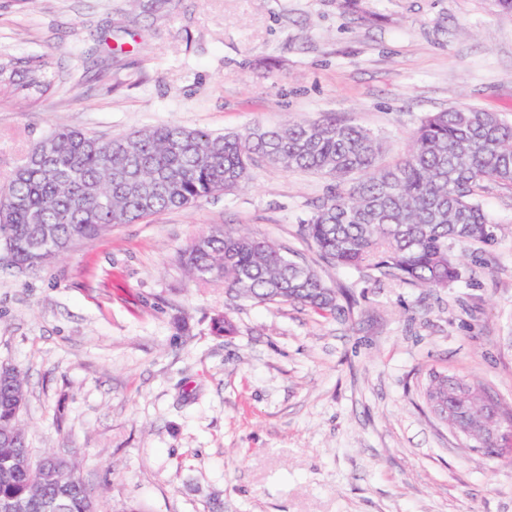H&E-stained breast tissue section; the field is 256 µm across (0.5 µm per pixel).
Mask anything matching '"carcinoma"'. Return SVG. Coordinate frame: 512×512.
Segmentation results:
<instances>
[{"label":"carcinoma","instance_id":"cac0c4a2","mask_svg":"<svg viewBox=\"0 0 512 512\" xmlns=\"http://www.w3.org/2000/svg\"><path fill=\"white\" fill-rule=\"evenodd\" d=\"M54 90L45 71L30 68L20 76L14 62H0V94ZM383 149L369 130L331 118L257 124L224 135L163 125L109 139L62 127L33 144L0 188V243L16 267L36 269L41 252L59 256L115 224L241 187L252 167L264 163L336 180L302 225L323 260L446 288L462 276L453 247L493 239L479 196L488 183L512 187V123L473 106L433 112L421 119L400 161L383 164ZM178 259L198 280H224L234 299L336 314V294L316 271L264 238L214 227ZM25 401V380L14 367L0 383V502L51 512L48 505L61 499L64 512H95L92 490L68 459L52 456V481L42 479L36 463L19 468L20 459L33 458L18 421ZM484 417L493 419V410L469 401L447 423L461 431ZM474 447L512 463L504 428H486Z\"/></svg>","mask_w":512,"mask_h":512}]
</instances>
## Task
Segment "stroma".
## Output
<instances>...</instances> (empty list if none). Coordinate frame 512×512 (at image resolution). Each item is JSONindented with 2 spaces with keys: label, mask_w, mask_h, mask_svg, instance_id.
<instances>
[{
  "label": "stroma",
  "mask_w": 512,
  "mask_h": 512,
  "mask_svg": "<svg viewBox=\"0 0 512 512\" xmlns=\"http://www.w3.org/2000/svg\"><path fill=\"white\" fill-rule=\"evenodd\" d=\"M0 57L56 81L0 95V183L59 126L108 139L326 117L386 136L391 164L427 113L512 120L497 0H0ZM329 188L262 164L36 270L0 249V363L26 376L28 445L72 456L98 512H512V465L423 398L438 370L512 408V189L483 190L494 239L435 289L323 261L301 226ZM214 226L294 251L335 315L193 279L177 255ZM220 312L234 334L214 333Z\"/></svg>",
  "instance_id": "stroma-1"
}]
</instances>
